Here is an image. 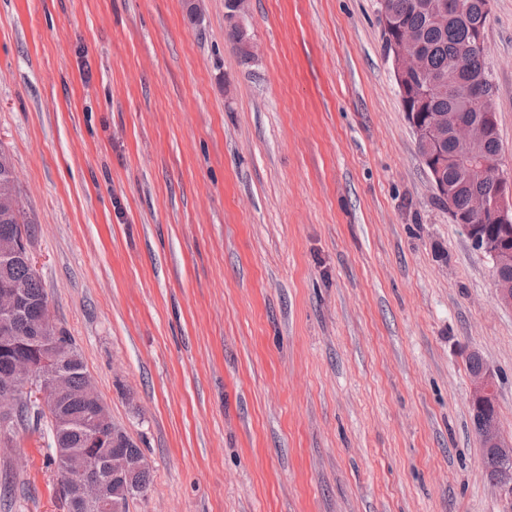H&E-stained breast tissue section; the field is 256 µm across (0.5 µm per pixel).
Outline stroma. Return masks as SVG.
Listing matches in <instances>:
<instances>
[{"instance_id": "1", "label": "stroma", "mask_w": 512, "mask_h": 512, "mask_svg": "<svg viewBox=\"0 0 512 512\" xmlns=\"http://www.w3.org/2000/svg\"><path fill=\"white\" fill-rule=\"evenodd\" d=\"M378 0H0V149L32 266L151 471L128 512H512L467 356L512 438V309L437 200ZM485 59L512 170V0ZM45 428L0 512H66ZM471 376V406L478 421L475 430L482 448L483 464L488 470H496L495 485L512 498V441L503 437L498 417L490 424H484L485 409L495 405L496 374L485 365L481 371Z\"/></svg>"}]
</instances>
